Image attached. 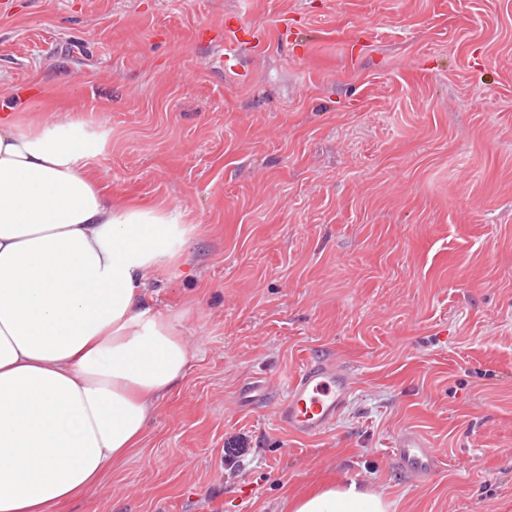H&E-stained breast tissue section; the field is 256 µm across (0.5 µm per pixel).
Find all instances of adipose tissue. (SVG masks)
<instances>
[{"instance_id": "ef3b65f1", "label": "adipose tissue", "mask_w": 512, "mask_h": 512, "mask_svg": "<svg viewBox=\"0 0 512 512\" xmlns=\"http://www.w3.org/2000/svg\"><path fill=\"white\" fill-rule=\"evenodd\" d=\"M93 147L69 112L51 128L0 112V512L92 499L192 359L183 313L154 306L146 279L176 263L179 215L108 205L78 164ZM391 509L352 478L290 501Z\"/></svg>"}]
</instances>
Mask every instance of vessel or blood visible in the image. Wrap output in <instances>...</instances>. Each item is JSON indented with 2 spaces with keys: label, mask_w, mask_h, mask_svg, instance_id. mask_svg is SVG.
Segmentation results:
<instances>
[{
  "label": "vessel or blood",
  "mask_w": 512,
  "mask_h": 512,
  "mask_svg": "<svg viewBox=\"0 0 512 512\" xmlns=\"http://www.w3.org/2000/svg\"><path fill=\"white\" fill-rule=\"evenodd\" d=\"M353 385L350 372L324 357H313L277 397V420L298 436H319L333 426ZM395 457L402 472L420 477L432 476L440 464L432 449L415 437H400Z\"/></svg>",
  "instance_id": "1"
}]
</instances>
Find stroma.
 Masks as SVG:
<instances>
[{
    "instance_id": "1",
    "label": "stroma",
    "mask_w": 512,
    "mask_h": 512,
    "mask_svg": "<svg viewBox=\"0 0 512 512\" xmlns=\"http://www.w3.org/2000/svg\"><path fill=\"white\" fill-rule=\"evenodd\" d=\"M25 93L86 123L107 204L186 230L150 286L194 359L97 512H286L335 477L512 512V0H0V108ZM315 354L356 378L326 434L239 405ZM395 457L402 472L420 477L432 476L440 464V459L432 449L415 437H400L395 448Z\"/></svg>"
}]
</instances>
